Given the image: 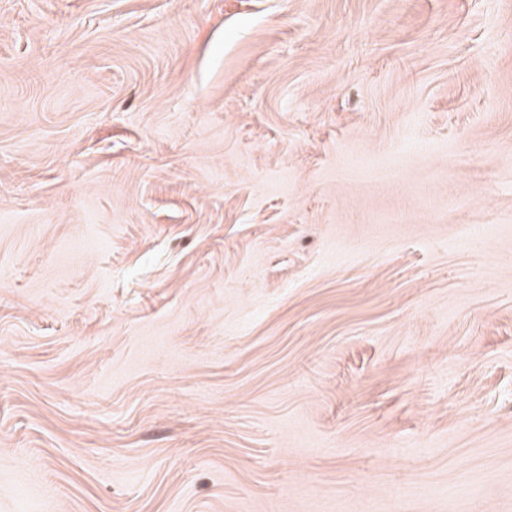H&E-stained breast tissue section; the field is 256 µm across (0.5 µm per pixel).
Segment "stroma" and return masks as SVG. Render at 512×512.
<instances>
[{
	"mask_svg": "<svg viewBox=\"0 0 512 512\" xmlns=\"http://www.w3.org/2000/svg\"><path fill=\"white\" fill-rule=\"evenodd\" d=\"M0 512H512V0H0Z\"/></svg>",
	"mask_w": 512,
	"mask_h": 512,
	"instance_id": "obj_1",
	"label": "stroma"
}]
</instances>
